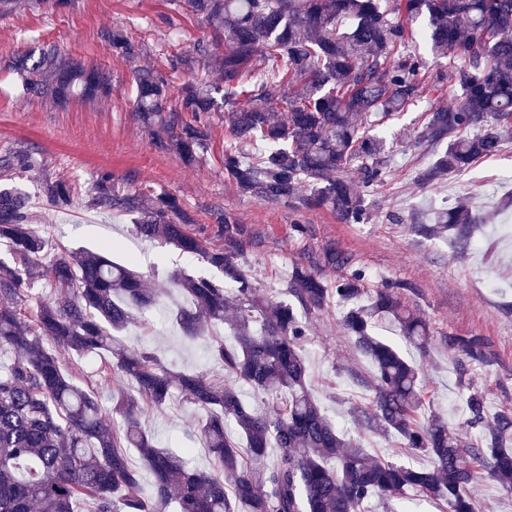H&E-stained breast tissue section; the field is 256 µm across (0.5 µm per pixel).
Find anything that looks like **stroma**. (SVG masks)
Listing matches in <instances>:
<instances>
[{"instance_id":"stroma-1","label":"stroma","mask_w":512,"mask_h":512,"mask_svg":"<svg viewBox=\"0 0 512 512\" xmlns=\"http://www.w3.org/2000/svg\"><path fill=\"white\" fill-rule=\"evenodd\" d=\"M110 26L124 27L142 48L141 64L153 67L209 34L204 21L172 0H71L61 11L34 0L27 9L0 17V155L20 151L31 157L33 168L14 179L30 199H41L45 178H63L78 189L67 206L43 202L32 211L34 227L52 247L93 249L112 241L113 260L136 256L150 288L165 287V275L173 269L210 275V268L197 257L134 237L128 216L88 207L87 189L107 172L116 192L151 188L177 197L202 235L214 236L216 221L224 215L243 224L250 240L243 262L257 286L275 298L281 297L293 264L320 261L326 249L336 248L352 265L364 268L372 284L395 278L417 284L418 293L406 295L405 301L431 326L436 344L430 355L402 345L388 324L375 328L374 334L401 345L410 360L424 367V398L447 417L449 427L462 437L471 435L457 385L459 358L441 342L449 334L476 333L489 340L494 363L473 369L471 375L485 391L490 411L512 407V315L504 311L512 304V210L499 208L502 196L512 192L502 182L512 174V142L497 156L448 174L431 189L418 188L411 174L428 163L417 144L421 115L433 106L455 104L454 92L445 87L428 92L399 119L380 127L393 175L369 197L372 222L344 224L325 209L296 210L259 201L240 195L224 176L229 133L220 117L212 119L210 152L193 167L183 165L145 131L132 110L133 67L113 55L102 38L103 29ZM44 44L86 64L107 66L112 72L111 98L76 100L58 109L23 95L7 63L18 51ZM462 195L490 217L481 244L466 255H457L449 242L424 240L408 225L388 220L394 212L405 216L433 204L453 206ZM299 224L305 225L306 234L297 235ZM340 314L333 306L314 318L303 348L309 381L321 405L330 419L350 432V409L366 402L362 382L371 377L373 365L338 327ZM120 340L126 347L153 351L172 370L205 373L216 380L224 377L223 366L206 353V340L184 337L169 320L165 305H158L156 313L147 314ZM203 416V411L176 397L166 407L148 411L143 424L169 451L193 448L191 467L210 470L214 461L195 437Z\"/></svg>"}]
</instances>
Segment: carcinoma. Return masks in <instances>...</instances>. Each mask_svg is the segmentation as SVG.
Segmentation results:
<instances>
[{
  "label": "carcinoma",
  "instance_id": "cac0c4a2",
  "mask_svg": "<svg viewBox=\"0 0 512 512\" xmlns=\"http://www.w3.org/2000/svg\"><path fill=\"white\" fill-rule=\"evenodd\" d=\"M184 0L211 28L173 57L170 69L188 74L177 93L156 68L135 70L133 109L166 150L187 165L211 148L210 114L224 113L229 139L224 176L237 191L297 210L323 208L346 224H367V196L392 175L386 142L372 134L415 105L429 89L425 65L406 51L409 28L428 18L432 53L459 58L465 66L439 78L459 91L452 107H434L423 118L419 144L432 153L414 182L433 186L451 171L498 154L512 139V0ZM112 53L134 61L140 46L124 29L103 33ZM11 70L23 90L63 107L75 96L99 102L112 94V73L44 45L16 53ZM216 72L222 84L206 74ZM29 167L25 158L0 156V175ZM356 168L360 188L348 172ZM50 203H71L76 188L47 180ZM87 204L133 216L135 236L160 241L200 258L217 275L182 269L167 280L188 306L175 323L197 339L211 328V356L224 365L216 382L202 373H172L152 352L129 350L116 334L154 308L164 288H148L144 276L105 251L49 247L31 224L28 199L16 186L0 187V348L14 353L0 374V512H365L366 504L425 497L446 512H475L467 492L482 475L512 493V407L491 415L484 391L469 370L495 362L488 339L448 335L442 342L460 356L458 383L466 422L475 439L466 442L448 421L426 406L419 367L391 344L372 335L375 322L394 324L421 353L434 339L426 319L403 297L416 292L405 280L368 288L362 268L332 281L325 268L350 265L330 249L324 267L297 263L286 298L269 301L242 262L244 226L218 219L216 245L193 229L178 200L168 194H119L112 175L87 191ZM412 231L424 239L448 238L465 255L479 242L483 217L470 199L448 209L415 210ZM43 279L56 293L30 306L31 290ZM336 303L340 324L374 373L365 381L367 403L352 407L362 434L398 439L401 450L430 459L427 468L380 459L361 439L340 431L308 383L300 343L313 316ZM51 346H45V342ZM77 356L109 354L102 380L112 383L111 419L97 389L78 382L54 348ZM265 396L256 410L236 381ZM202 409L199 435L218 467L190 469L182 457L157 447L142 426L149 409L168 404L174 392ZM139 450L152 476L130 462ZM278 449L271 463L267 451Z\"/></svg>",
  "mask_w": 512,
  "mask_h": 512
}]
</instances>
